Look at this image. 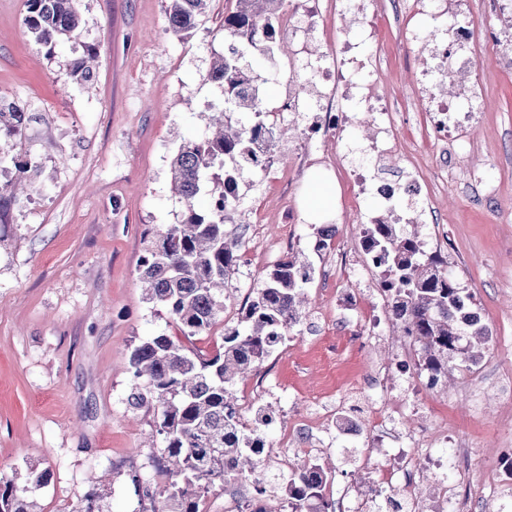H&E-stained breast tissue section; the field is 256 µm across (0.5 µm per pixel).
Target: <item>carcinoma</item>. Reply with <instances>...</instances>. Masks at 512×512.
Returning a JSON list of instances; mask_svg holds the SVG:
<instances>
[{
    "mask_svg": "<svg viewBox=\"0 0 512 512\" xmlns=\"http://www.w3.org/2000/svg\"><path fill=\"white\" fill-rule=\"evenodd\" d=\"M78 0H28L26 24L44 45L71 37L80 28ZM170 29L181 35L193 29L210 0H168ZM237 8L224 17V32L243 51L231 49L211 63L204 80L224 88V111L218 113V131L199 142L181 146L170 164L174 190L184 201L185 219L155 231L146 240L141 279L148 284L145 299L174 317L186 338L210 330L224 312V284L240 261V244L226 224L237 209L238 197L210 192L207 214L195 209V199L209 182L208 172L224 166V182L233 185L244 166L256 164L251 126L231 124L228 113L248 112L260 117L259 93L239 89L243 80L240 60L248 54L263 56L270 43L261 33L275 24L284 0H236ZM24 107L0 98V162L14 163V183L31 181L29 161L10 157L26 128ZM336 225L316 228L317 251L329 248ZM369 252L382 270L381 291L391 311L392 325L410 339L419 366L437 378L448 373V363L475 365L482 346L491 340L488 326L479 321L464 325L459 313L474 295L448 271V261L425 250L417 225L383 220L363 231ZM307 268L287 255L269 269L262 286L247 296L241 308L242 327L224 330L222 347L202 358L166 335L139 342L128 364L133 385L128 404L153 413L155 434L163 444L156 469L167 482L154 485L140 474L130 475L134 493L150 502L148 512H203L205 498L231 482L251 481L256 494L267 492L257 476L260 455L255 445L264 437L237 415L233 387L282 343L301 319L306 302L302 284ZM46 469L30 468L28 484L0 477V512H40L29 497V486L47 483ZM275 489L290 512H335L327 495L332 472L320 462L305 459L287 474H278ZM78 512H107L103 495L95 488Z\"/></svg>",
    "mask_w": 512,
    "mask_h": 512,
    "instance_id": "carcinoma-1",
    "label": "carcinoma"
}]
</instances>
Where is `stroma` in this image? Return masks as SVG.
Wrapping results in <instances>:
<instances>
[{
	"label": "stroma",
	"mask_w": 512,
	"mask_h": 512,
	"mask_svg": "<svg viewBox=\"0 0 512 512\" xmlns=\"http://www.w3.org/2000/svg\"><path fill=\"white\" fill-rule=\"evenodd\" d=\"M402 3L381 0L380 38L361 57L395 114L400 150L391 171L414 166L432 198L422 218L428 248L440 250L474 292L492 331L481 361L452 367L445 386L426 388L410 348L390 334L379 341L363 335L362 321L381 303V290L340 275L335 256L316 251L314 227L335 224L355 240L356 209L375 208L372 199L353 195L351 169L367 164L363 142L371 132L359 120L342 143L317 151L318 165L300 183L242 171L231 229L242 241L243 262L228 279L229 296L211 332L184 339L188 349L212 357L269 266L291 250L313 269L301 322L234 392L239 402L276 416L265 431L266 474L278 473L283 444L313 449L333 471L335 500L340 487L368 484L390 465L372 432L373 410L386 403L406 402L417 430L445 431L478 448L466 476L472 489H480L500 449L512 448V68L502 61L512 56V0H449L447 15L431 22L441 31L453 16L475 25L470 50L481 101L468 147L447 155L427 140L407 98L428 52L413 41ZM78 8V33L47 46L25 23L27 0H0V97L26 105L29 120L14 155L37 167L28 194L0 210V474L21 484L30 466L48 469L47 484L30 492L41 512H74L108 474L111 512H139L129 473L159 483L166 477L153 468L160 450L151 444L152 415L127 405V358L143 338L183 339L176 321L144 299L143 237L183 218L170 163L181 145L205 137L209 115L224 106L223 88L204 75L224 51V17L236 0H210L181 37L169 27L167 0H80ZM87 56L95 78L81 84L72 64ZM242 64L274 75L259 89L264 103L285 95L287 55L275 51ZM303 101L305 112L285 115L288 133L268 150L275 166L287 165L304 137L305 113L316 108L313 91ZM339 149L347 155L340 167L327 161ZM467 170L494 181L492 201L457 180ZM319 185L333 202L313 215L308 198ZM255 216L258 236L250 231ZM343 293L355 298L353 313L339 307ZM382 361L391 363L390 377L363 386ZM317 397L357 401L361 436L307 429Z\"/></svg>",
	"instance_id": "obj_1"
}]
</instances>
